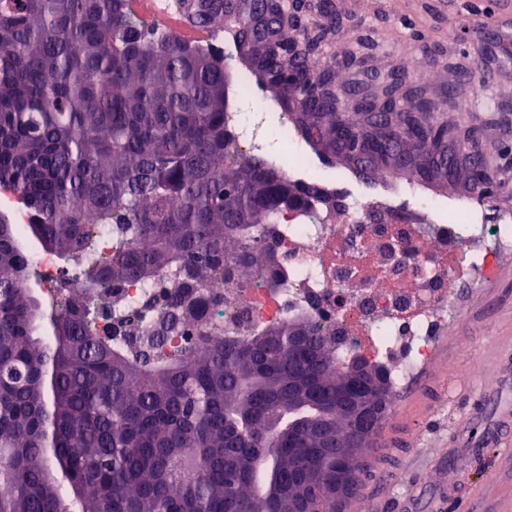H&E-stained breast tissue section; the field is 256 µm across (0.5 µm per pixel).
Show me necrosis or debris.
Returning a JSON list of instances; mask_svg holds the SVG:
<instances>
[{
    "instance_id": "4bbe7bcc",
    "label": "necrosis or debris",
    "mask_w": 512,
    "mask_h": 512,
    "mask_svg": "<svg viewBox=\"0 0 512 512\" xmlns=\"http://www.w3.org/2000/svg\"><path fill=\"white\" fill-rule=\"evenodd\" d=\"M403 201L425 215L426 223L375 227L367 212L345 197L339 223L319 205L278 224L258 225L254 237L277 257L276 286L246 283L234 271L238 251L226 250L223 271L205 288L224 301L225 336L299 315L326 321L336 330L338 362L362 356L387 365L393 384L404 385L430 359L436 331L459 312L457 268H467L477 281L494 275L512 256V221L485 223L482 206L464 200L455 206V223H434L436 201L422 196L410 180L404 181L399 200H381L377 209L387 216ZM402 243L414 252L415 284L409 290L401 288L390 259ZM172 281L164 275L122 286L113 313H139L144 328L154 330L146 311L171 295Z\"/></svg>"
}]
</instances>
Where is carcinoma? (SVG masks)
Masks as SVG:
<instances>
[{"label": "carcinoma", "mask_w": 512, "mask_h": 512, "mask_svg": "<svg viewBox=\"0 0 512 512\" xmlns=\"http://www.w3.org/2000/svg\"><path fill=\"white\" fill-rule=\"evenodd\" d=\"M191 19L233 40L263 43L252 74L300 96V126L358 154L387 157L423 135L389 114L421 100L369 103L379 135L346 126L330 61L313 70L338 28L330 0L299 26L303 0H192ZM223 60L150 32L124 0H0V190L32 217L26 234L84 266L51 307L55 334L28 288L19 228L0 215V512H336V435L350 406L383 395L388 373L336 388L339 366L307 317L224 337L204 283L224 250L245 251L249 279L270 257L256 224H276L298 197L260 157L242 159L224 129ZM121 233L107 257H88L85 224ZM172 272L175 292L156 331L113 316L112 289ZM108 284L95 291L93 286ZM115 321L120 336L99 324ZM196 335L164 350L166 337Z\"/></svg>", "instance_id": "carcinoma-1"}]
</instances>
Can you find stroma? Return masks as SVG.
Segmentation results:
<instances>
[{"label":"stroma","mask_w":512,"mask_h":512,"mask_svg":"<svg viewBox=\"0 0 512 512\" xmlns=\"http://www.w3.org/2000/svg\"><path fill=\"white\" fill-rule=\"evenodd\" d=\"M339 31L329 33L311 68L355 58L340 72L341 115L358 123L363 85L407 66L426 73L422 87L433 104L431 122L446 131L474 130L490 148L493 194L484 200L488 222L512 216V51L500 37L512 34V0H333ZM493 53L486 100L471 91L448 96L458 80L457 65L471 66ZM309 182L333 194L346 193L372 207L397 191L401 173L378 165L362 172L326 144L311 148ZM461 316L437 336L429 362L395 389L388 419L363 463L356 492L340 512H403L411 490L434 496L449 464L466 470L467 480L444 512H512V434L483 453L470 455L476 432L492 420V393L512 400V258L495 278L459 291ZM478 368H471V356Z\"/></svg>","instance_id":"obj_1"}]
</instances>
